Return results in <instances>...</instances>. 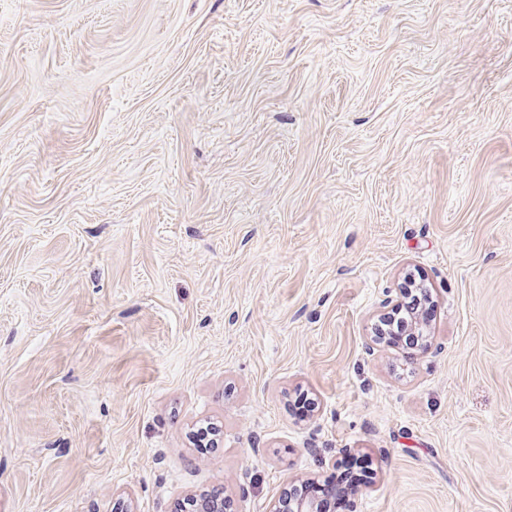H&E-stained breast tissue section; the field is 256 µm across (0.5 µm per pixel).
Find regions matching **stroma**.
Listing matches in <instances>:
<instances>
[{"label": "stroma", "mask_w": 512, "mask_h": 512, "mask_svg": "<svg viewBox=\"0 0 512 512\" xmlns=\"http://www.w3.org/2000/svg\"><path fill=\"white\" fill-rule=\"evenodd\" d=\"M358 455L343 512H512V0H0V512ZM403 304L398 312H395L392 318L384 319L377 327L378 330L386 331L388 333L387 339L394 345L403 344L406 347L413 346L418 343V340L412 336H403L402 325L408 319L411 312H421L425 318L428 310L431 307V299L416 288H410L404 295Z\"/></svg>", "instance_id": "1"}]
</instances>
